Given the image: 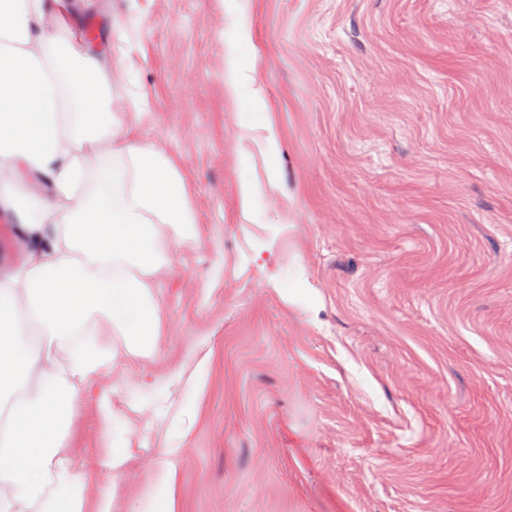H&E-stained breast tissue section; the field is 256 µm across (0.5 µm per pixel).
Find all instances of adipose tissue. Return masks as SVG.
Masks as SVG:
<instances>
[{
	"label": "adipose tissue",
	"mask_w": 512,
	"mask_h": 512,
	"mask_svg": "<svg viewBox=\"0 0 512 512\" xmlns=\"http://www.w3.org/2000/svg\"><path fill=\"white\" fill-rule=\"evenodd\" d=\"M69 0H0V212L19 170L38 175L27 262L0 279V512H82L88 474L68 447L81 383L145 356L161 320L157 278L197 229L170 160L124 128L94 58L32 29ZM110 160L90 163L85 142ZM124 346L116 348L112 336Z\"/></svg>",
	"instance_id": "1"
}]
</instances>
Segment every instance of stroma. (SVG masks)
I'll use <instances>...</instances> for the list:
<instances>
[{"mask_svg": "<svg viewBox=\"0 0 512 512\" xmlns=\"http://www.w3.org/2000/svg\"><path fill=\"white\" fill-rule=\"evenodd\" d=\"M75 10L199 229L155 353L82 387L83 512H134L170 448L175 512H512V0ZM29 250L0 213V276Z\"/></svg>", "mask_w": 512, "mask_h": 512, "instance_id": "1", "label": "stroma"}]
</instances>
